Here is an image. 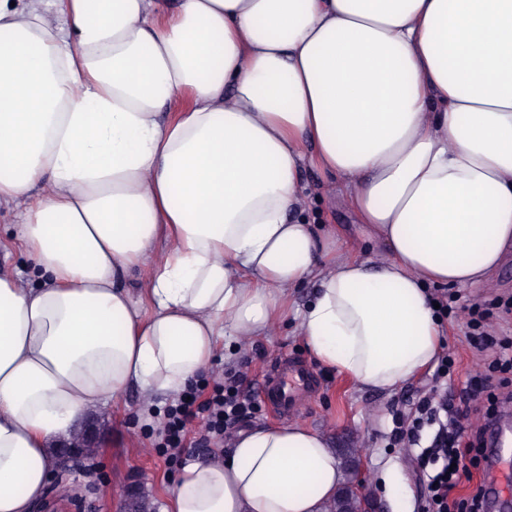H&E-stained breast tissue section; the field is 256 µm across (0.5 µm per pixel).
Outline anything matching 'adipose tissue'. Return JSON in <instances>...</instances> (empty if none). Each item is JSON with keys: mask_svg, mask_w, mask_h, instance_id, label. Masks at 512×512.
<instances>
[{"mask_svg": "<svg viewBox=\"0 0 512 512\" xmlns=\"http://www.w3.org/2000/svg\"><path fill=\"white\" fill-rule=\"evenodd\" d=\"M308 166L351 178L385 262L330 258ZM1 204L39 284L0 268V512H34L83 413L278 320L391 391L438 354L429 286L512 248V0H0ZM341 482L324 437L258 426L171 508L324 512Z\"/></svg>", "mask_w": 512, "mask_h": 512, "instance_id": "adipose-tissue-1", "label": "adipose tissue"}]
</instances>
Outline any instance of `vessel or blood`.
Returning a JSON list of instances; mask_svg holds the SVG:
<instances>
[{
  "label": "vessel or blood",
  "instance_id": "1",
  "mask_svg": "<svg viewBox=\"0 0 512 512\" xmlns=\"http://www.w3.org/2000/svg\"><path fill=\"white\" fill-rule=\"evenodd\" d=\"M314 371L301 361L282 357L266 370L259 393L278 416L299 415L316 388Z\"/></svg>",
  "mask_w": 512,
  "mask_h": 512
}]
</instances>
